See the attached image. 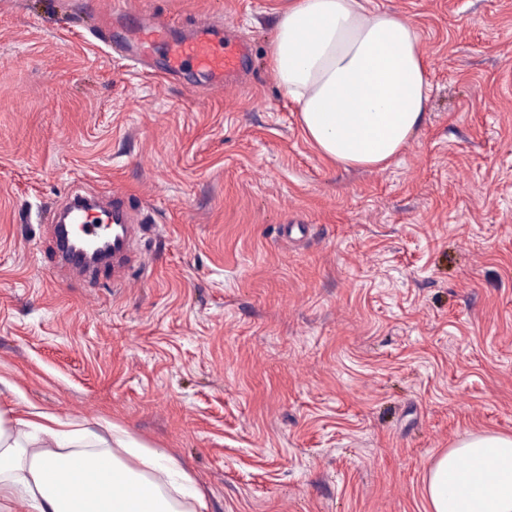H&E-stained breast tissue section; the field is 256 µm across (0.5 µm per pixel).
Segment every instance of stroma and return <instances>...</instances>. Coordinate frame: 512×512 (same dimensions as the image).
Returning a JSON list of instances; mask_svg holds the SVG:
<instances>
[{
  "instance_id": "obj_1",
  "label": "stroma",
  "mask_w": 512,
  "mask_h": 512,
  "mask_svg": "<svg viewBox=\"0 0 512 512\" xmlns=\"http://www.w3.org/2000/svg\"><path fill=\"white\" fill-rule=\"evenodd\" d=\"M223 15L245 84L187 94L0 0V376L175 456L209 512H426L464 434H512V0H372L421 37L431 98L387 167L325 158L270 58L286 0ZM134 200L129 287L56 275L48 210Z\"/></svg>"
}]
</instances>
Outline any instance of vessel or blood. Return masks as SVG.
I'll list each match as a JSON object with an SVG mask.
<instances>
[{
  "label": "vessel or blood",
  "instance_id": "1",
  "mask_svg": "<svg viewBox=\"0 0 512 512\" xmlns=\"http://www.w3.org/2000/svg\"><path fill=\"white\" fill-rule=\"evenodd\" d=\"M64 16L80 26L79 36L85 43L103 44L110 53L141 65L149 63L155 53H162L168 74L176 76L193 69L208 89L228 85L248 58L247 45L225 34L220 19L194 21L188 35L176 39L164 16L145 14L135 9L131 0H113L107 12L99 9L97 0H68ZM75 208L71 202L50 209L56 268L91 279L108 272L113 287H126L136 258L134 209L116 199L95 203L93 214H80L74 232L64 233L60 216Z\"/></svg>",
  "mask_w": 512,
  "mask_h": 512
}]
</instances>
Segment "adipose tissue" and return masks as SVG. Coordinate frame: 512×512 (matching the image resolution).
Returning a JSON list of instances; mask_svg holds the SVG:
<instances>
[{
    "label": "adipose tissue",
    "instance_id": "ef3b65f1",
    "mask_svg": "<svg viewBox=\"0 0 512 512\" xmlns=\"http://www.w3.org/2000/svg\"><path fill=\"white\" fill-rule=\"evenodd\" d=\"M271 62L301 127L331 160L387 165L420 129L430 94L419 34L368 0H288ZM0 406V512H206L195 480L164 451L103 421ZM427 512H512V435L468 433L423 481Z\"/></svg>",
    "mask_w": 512,
    "mask_h": 512
}]
</instances>
